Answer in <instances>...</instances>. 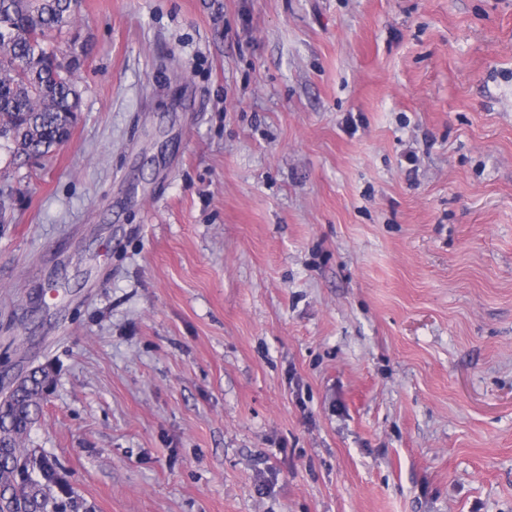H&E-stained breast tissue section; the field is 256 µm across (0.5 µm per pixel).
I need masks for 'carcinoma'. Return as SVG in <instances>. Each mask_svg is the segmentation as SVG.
Returning <instances> with one entry per match:
<instances>
[{
    "label": "carcinoma",
    "instance_id": "carcinoma-1",
    "mask_svg": "<svg viewBox=\"0 0 512 512\" xmlns=\"http://www.w3.org/2000/svg\"><path fill=\"white\" fill-rule=\"evenodd\" d=\"M78 0H0V152L11 161L43 157L66 141L78 120L76 59L61 39L75 21ZM46 369L25 376L9 412L0 416V505L21 512H63L50 500L62 478L23 448L50 385Z\"/></svg>",
    "mask_w": 512,
    "mask_h": 512
}]
</instances>
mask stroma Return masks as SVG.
<instances>
[{"label": "stroma", "mask_w": 512, "mask_h": 512, "mask_svg": "<svg viewBox=\"0 0 512 512\" xmlns=\"http://www.w3.org/2000/svg\"><path fill=\"white\" fill-rule=\"evenodd\" d=\"M10 163L0 391L67 512H512V0H81Z\"/></svg>", "instance_id": "1"}]
</instances>
